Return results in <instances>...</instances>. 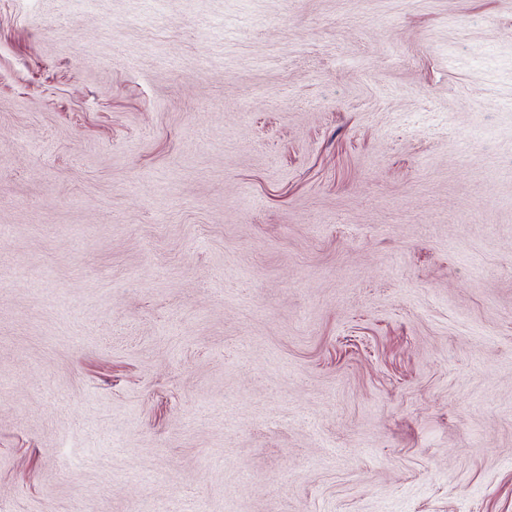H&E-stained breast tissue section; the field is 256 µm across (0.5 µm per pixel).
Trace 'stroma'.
<instances>
[{"label":"stroma","mask_w":512,"mask_h":512,"mask_svg":"<svg viewBox=\"0 0 512 512\" xmlns=\"http://www.w3.org/2000/svg\"><path fill=\"white\" fill-rule=\"evenodd\" d=\"M0 0V512H512V0Z\"/></svg>","instance_id":"stroma-1"}]
</instances>
